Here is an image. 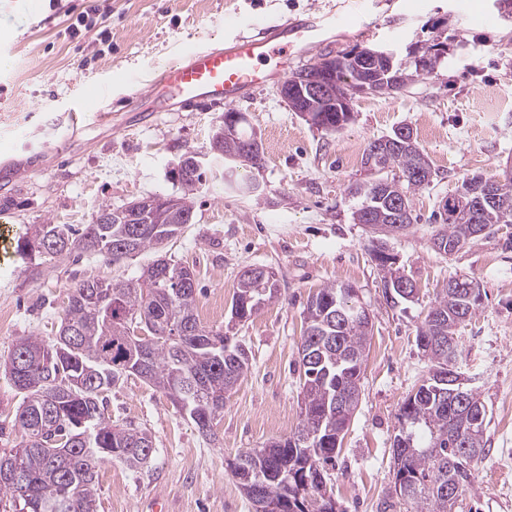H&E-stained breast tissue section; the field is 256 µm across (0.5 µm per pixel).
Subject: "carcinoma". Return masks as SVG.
I'll return each instance as SVG.
<instances>
[{
  "instance_id": "carcinoma-1",
  "label": "carcinoma",
  "mask_w": 512,
  "mask_h": 512,
  "mask_svg": "<svg viewBox=\"0 0 512 512\" xmlns=\"http://www.w3.org/2000/svg\"><path fill=\"white\" fill-rule=\"evenodd\" d=\"M441 54L429 45L413 55L412 66L397 69L399 85L382 80L380 93L405 87L413 77L431 72ZM373 144L363 152V164L380 174L357 186L354 219L361 224L398 225L405 231L413 224L412 197L430 181L408 174L431 165L418 145H401L380 155ZM207 166L178 175L182 193L179 219H150L151 229L139 230L128 221L126 207H98L95 222L78 230L70 224H37L30 236L18 243V251L36 258H62L74 251L96 254L115 262L146 250L157 251L181 234L193 221L191 196L205 181ZM397 171L401 177H384ZM491 199L480 209L477 223L490 230L512 224L502 202L512 203V177L487 178ZM458 195L446 198L440 211L441 225L432 238L439 254L453 255L476 240L469 225L455 217ZM189 268L158 257L141 273L120 283L112 295V279L93 277L74 283L60 325L54 336H25L17 340L5 366L12 387L22 394L16 422L21 440L0 450V512H96L99 470L107 461H119L133 471L150 464L154 452L151 436L127 425L112 423L105 415V393L130 376L162 392L198 432L217 437L215 404L244 378L250 368L245 347L222 328L201 325L197 315L196 283H187ZM278 280L263 273L239 275L231 299L238 321H247L278 295ZM355 288L330 283L307 302L306 327L299 346L302 370L300 422L288 435L264 447L237 454L227 462L244 495L260 489L270 503H284L288 512H339L327 494L330 467L356 411L369 325L371 321L349 311L357 303ZM480 296L466 298L456 288H444L428 308L418 327L416 343L428 358V376L400 408L399 430L411 443L409 452L393 455L397 473L405 474L399 497L409 512H453L462 492L471 485L472 465L485 452L486 419H477L469 406L485 407L470 388L465 400L451 396L454 386L439 378L456 364L459 347L432 346L434 339L456 335L458 317L467 321L476 314ZM75 334V344L62 362L49 350ZM321 430L319 453L308 460L298 440L308 430ZM307 470L310 488L296 500L293 489L277 473L297 475Z\"/></svg>"
}]
</instances>
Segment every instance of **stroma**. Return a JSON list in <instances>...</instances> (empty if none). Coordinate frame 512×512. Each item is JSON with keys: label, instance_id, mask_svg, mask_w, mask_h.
I'll return each instance as SVG.
<instances>
[{"label": "stroma", "instance_id": "stroma-1", "mask_svg": "<svg viewBox=\"0 0 512 512\" xmlns=\"http://www.w3.org/2000/svg\"><path fill=\"white\" fill-rule=\"evenodd\" d=\"M87 0H0V366L23 336L59 326L69 286L97 276H134L156 258L147 250L106 264L72 254L44 264L17 250L32 225L93 223L99 204L115 207L149 195H176L172 169L207 146L224 105L170 103L154 111L137 86L157 84L161 67L199 47L221 49L241 34L277 31L315 11L342 14L324 42L295 61L363 46L402 50L442 44L440 66L390 94H359L341 130L317 129L279 94L281 78L250 91L236 109L260 137L261 167L215 168L194 199V217L165 250L192 268L206 326L231 328L252 367L224 402L217 441L201 436L161 392L129 377L107 394L113 422L147 431L148 469L102 466L97 512H253L226 469L246 448L294 430L299 422L298 348L309 297L331 282L355 286L368 309L362 397L329 486L343 512H406L393 494L392 442L400 407L429 363L415 336L449 277L479 282L481 306L457 331L459 367L487 406L486 452L455 512H512V224L444 256L431 247L440 203L473 173L503 178L512 168V21L502 0H105L104 29L65 36ZM366 11L370 31L345 12ZM111 77L99 103L102 122L77 123L68 108L83 89ZM410 126L434 171L413 197L412 227L387 240L418 295L408 308L387 306L370 235L355 223L350 190L374 179L367 144ZM265 265L280 294L255 317L233 323L239 272Z\"/></svg>", "mask_w": 512, "mask_h": 512}]
</instances>
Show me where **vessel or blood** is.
Returning a JSON list of instances; mask_svg holds the SVG:
<instances>
[{"label": "vessel or blood", "instance_id": "b4317fda", "mask_svg": "<svg viewBox=\"0 0 512 512\" xmlns=\"http://www.w3.org/2000/svg\"><path fill=\"white\" fill-rule=\"evenodd\" d=\"M330 26L328 16H313L287 27V39L280 43L267 35H245L221 50H193L187 62L165 66L162 101L156 109L164 111V102L170 98L234 107L245 89L266 83L272 74L287 72L294 54L319 45Z\"/></svg>", "mask_w": 512, "mask_h": 512}]
</instances>
